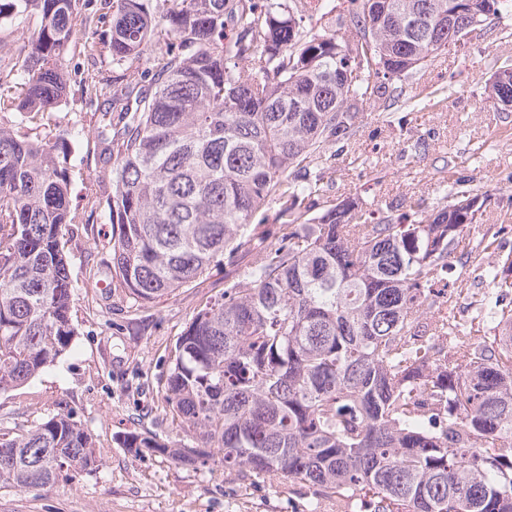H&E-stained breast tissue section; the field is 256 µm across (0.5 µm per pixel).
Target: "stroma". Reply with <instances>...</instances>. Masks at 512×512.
I'll list each match as a JSON object with an SVG mask.
<instances>
[{
	"mask_svg": "<svg viewBox=\"0 0 512 512\" xmlns=\"http://www.w3.org/2000/svg\"><path fill=\"white\" fill-rule=\"evenodd\" d=\"M104 0H88L91 21L83 42L67 59L65 104L35 116L31 125L46 135L53 122L75 124L79 144L72 157V198L82 222L65 247L74 285L73 319L78 334L69 353L23 388L0 394V428H30L47 415L74 411L93 436L98 468L52 490H0V512H332L331 501L306 487L277 481L246 484L221 468L175 466L162 457L139 459L116 437L154 432L169 444L184 434L166 416L159 380L178 336L210 297L241 281L255 258L242 250L173 296L139 307L106 300L112 229L96 203L112 180L111 165L95 150L101 100L93 84L112 80L104 48L110 21ZM512 58V12L488 19L464 47L448 50L411 77L421 88L448 87L441 104L420 100L379 103L361 112L348 146L325 166L329 189L322 208L349 197L366 204L416 205L433 210L442 196L439 170L456 164L491 202L469 227L457 250L465 260L484 234H497L502 252L512 253V112H499L484 93L495 62Z\"/></svg>",
	"mask_w": 512,
	"mask_h": 512,
	"instance_id": "obj_1",
	"label": "stroma"
}]
</instances>
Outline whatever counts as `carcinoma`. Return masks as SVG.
<instances>
[{"label":"carcinoma","mask_w":512,"mask_h":512,"mask_svg":"<svg viewBox=\"0 0 512 512\" xmlns=\"http://www.w3.org/2000/svg\"><path fill=\"white\" fill-rule=\"evenodd\" d=\"M512 0H112L108 107L97 152L112 165L99 208L112 226L111 282L135 304L191 285L251 244L270 202L284 233L245 281L208 301L177 338L163 400L186 440L117 436L138 458L218 462L252 484L309 487L336 512H512V255L480 241L452 263L488 197L448 166L447 204L421 215L347 199L323 211L321 162L349 140L363 104L401 96L471 18ZM80 0H0V90L20 87L0 125V393L69 352L76 228L70 156L79 133L40 138L32 115L67 97ZM336 14L335 29L304 24ZM36 22L20 43V27ZM370 45L346 68L353 40ZM512 109V59L485 85ZM487 288L470 320L448 310L462 269ZM493 332L472 336L474 323ZM98 456L72 411L0 429V489H49Z\"/></svg>","instance_id":"cac0c4a2"}]
</instances>
